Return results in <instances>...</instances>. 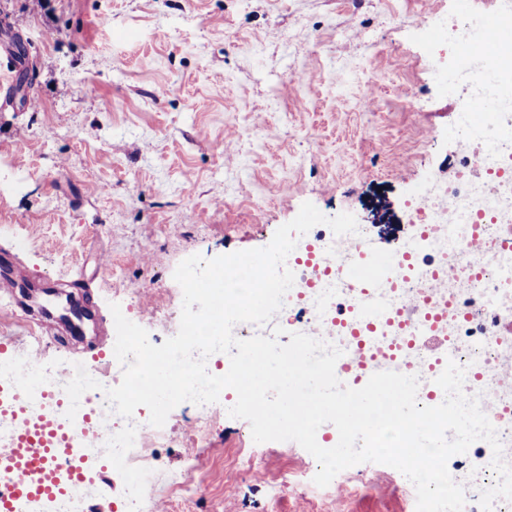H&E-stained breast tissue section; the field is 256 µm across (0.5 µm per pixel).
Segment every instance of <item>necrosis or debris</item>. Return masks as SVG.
<instances>
[{
  "mask_svg": "<svg viewBox=\"0 0 512 512\" xmlns=\"http://www.w3.org/2000/svg\"><path fill=\"white\" fill-rule=\"evenodd\" d=\"M485 108L475 131L476 141L458 164L454 183L444 198L413 196L407 203L414 245H399L395 254L407 257L406 272L384 275L376 296L347 286L334 268L316 270L295 260L289 266L294 284L277 313L281 328L312 333L342 351L343 360H399L419 379L417 400L436 406L445 399L435 379L448 361L465 370L464 391L478 397L482 411L503 444V459L512 465V112L493 96L482 97ZM370 225L343 237L323 229L310 230L303 242L316 254L351 259L353 242L371 240ZM480 252H471L472 242ZM440 296L442 315L404 316L408 306ZM380 315L370 324V314ZM130 426L112 413L104 390L95 389L81 402L73 421L81 426L94 417L111 434L112 467L125 473L136 463L140 475L135 492L114 512H140L143 476L151 470L149 445L160 433L145 421ZM489 445L474 442L475 463H462L454 479L466 490L463 512H479V493L494 486Z\"/></svg>",
  "mask_w": 512,
  "mask_h": 512,
  "instance_id": "4bbe7bcc",
  "label": "necrosis or debris"
}]
</instances>
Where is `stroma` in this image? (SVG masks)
I'll return each mask as SVG.
<instances>
[{
  "mask_svg": "<svg viewBox=\"0 0 512 512\" xmlns=\"http://www.w3.org/2000/svg\"><path fill=\"white\" fill-rule=\"evenodd\" d=\"M458 0H0V21L24 41L33 105L0 88V256L36 287L77 288L113 349L110 309L155 343L177 333V266L267 246L303 203L372 225L391 249L408 230L405 202L455 176V127L468 95L424 66L427 9ZM373 71L381 111L361 107ZM427 98L404 108V89ZM138 288L131 296L130 288ZM38 369L90 361L87 341L40 334ZM232 400L200 422L175 407L152 451L147 497L164 512H410L408 479L384 464L353 466L363 483L336 496L313 481L293 441L254 442ZM263 478L238 469L236 450ZM197 500L171 492L187 460ZM83 512H107L124 482L93 466Z\"/></svg>",
  "mask_w": 512,
  "mask_h": 512,
  "instance_id": "1",
  "label": "stroma"
}]
</instances>
